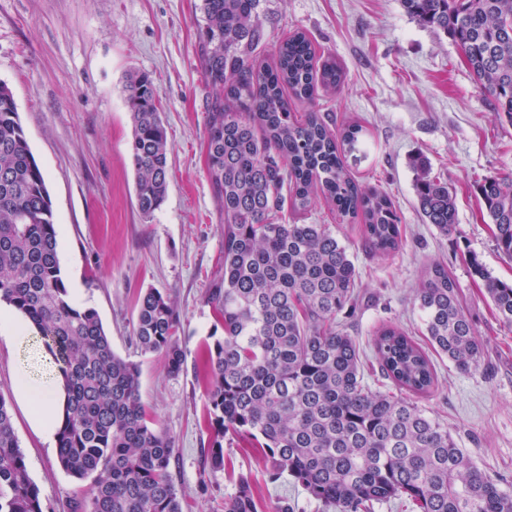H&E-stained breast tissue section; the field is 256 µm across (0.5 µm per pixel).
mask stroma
I'll return each instance as SVG.
<instances>
[{
  "mask_svg": "<svg viewBox=\"0 0 512 512\" xmlns=\"http://www.w3.org/2000/svg\"><path fill=\"white\" fill-rule=\"evenodd\" d=\"M201 6L202 0H0V82L13 92L45 175L70 296L98 313L117 354L139 363L147 414L176 440L172 474L184 512H224L242 475L264 505L285 500L294 512H322L290 477L269 481L270 462L250 439L225 437L220 471L209 470L202 454L210 436L205 344L220 326L205 297L224 271V217L206 164ZM258 12L265 32L258 63L273 64L278 43L301 31L319 55L343 67L338 92L293 107L316 109L335 132L363 127L345 165L358 184L387 195L401 218V246L383 256L367 247L362 217H340L323 198L297 217L325 225L356 267L358 298L336 322L356 339L365 383L391 387L373 353L381 327L398 326L426 344L415 290L431 265L446 267L484 353L468 374L431 353L436 388L420 404L512 495V326L499 320L469 267L470 256H478L494 277L512 282V259L497 251L476 193L481 177L512 174V122L495 112L450 38L411 19L400 0H260ZM135 72L154 79L169 146L167 198L150 216L136 206L130 159L125 86ZM419 155L456 192L450 233L425 223L418 210L412 161ZM149 288L168 296L179 316L187 357L176 376L163 355H141L135 344L137 303ZM21 368L36 377L48 371L37 333L15 341L0 330V396L45 512H68L89 484L61 470L55 439L31 425L16 392Z\"/></svg>",
  "mask_w": 512,
  "mask_h": 512,
  "instance_id": "1",
  "label": "stroma"
}]
</instances>
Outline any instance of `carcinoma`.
<instances>
[{
  "label": "carcinoma",
  "instance_id": "cac0c4a2",
  "mask_svg": "<svg viewBox=\"0 0 512 512\" xmlns=\"http://www.w3.org/2000/svg\"><path fill=\"white\" fill-rule=\"evenodd\" d=\"M401 5L455 43L476 85L512 121V0ZM257 7L258 0L202 3L207 167L224 213V276L207 293L224 330L207 346L210 469H224V437L231 433L264 448L270 480L287 474L324 512H372L374 504L402 496L420 512H512V497L414 400L432 392L436 377L426 352L402 329L382 327L373 347L382 374L405 396L364 383L357 343L336 325V315L355 300V265L325 225L286 223L282 214L306 210L320 194L342 217L362 213L368 246L381 255L400 248V218L384 194L359 186L344 164L363 127L335 135L317 112L299 118L288 103L290 95L311 102L318 88H338L342 69L319 60L301 31L280 42L274 64L256 63L263 42ZM126 92L136 205L150 216L167 197V132L149 74L132 76ZM415 171L425 223L453 231L448 182L423 161ZM478 191L498 252L512 258V178L487 177ZM469 263L499 319L512 326V284L491 276L475 255ZM415 300L432 348L463 374L477 369L482 343L448 270L431 267ZM1 303L37 330L64 375L57 461L68 476L91 480L89 496L71 500L68 512H183L171 472L175 441L147 415L139 364L115 353L94 309L71 300L45 176L2 82ZM178 326L168 297L153 289L140 296L137 348L163 354L173 375L186 362ZM0 512H44L1 396ZM224 512H264L249 479H238Z\"/></svg>",
  "mask_w": 512,
  "mask_h": 512
}]
</instances>
